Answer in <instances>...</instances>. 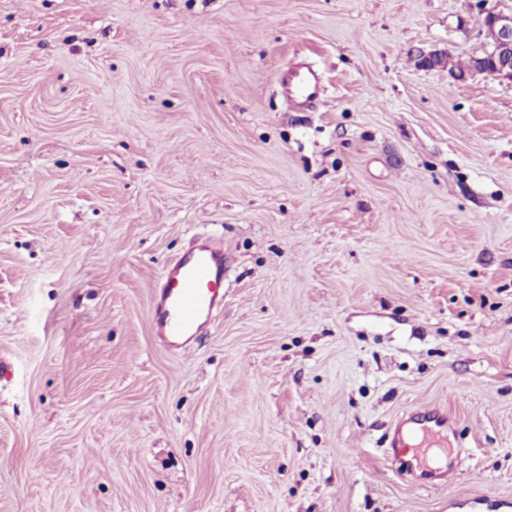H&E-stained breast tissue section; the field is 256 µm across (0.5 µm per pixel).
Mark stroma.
Here are the masks:
<instances>
[{
	"mask_svg": "<svg viewBox=\"0 0 512 512\" xmlns=\"http://www.w3.org/2000/svg\"><path fill=\"white\" fill-rule=\"evenodd\" d=\"M500 12L0 0V512H512V82L466 68ZM195 237L224 303L181 353L150 304ZM435 406L450 481L397 474ZM280 87L297 105L313 104L320 97V76L311 67L290 68L282 77ZM451 423L450 416L437 409L411 411L405 422L395 431L391 445L402 448L400 451H404L405 454L411 453L416 467L421 473L427 474V463L422 461L427 460L428 452L432 448L448 452L447 444L441 441L448 439V435L452 433ZM418 440L420 443L416 444ZM427 441L431 443L425 444Z\"/></svg>",
	"mask_w": 512,
	"mask_h": 512,
	"instance_id": "obj_1",
	"label": "stroma"
}]
</instances>
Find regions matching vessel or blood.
<instances>
[{"label": "vessel or blood", "mask_w": 512, "mask_h": 512, "mask_svg": "<svg viewBox=\"0 0 512 512\" xmlns=\"http://www.w3.org/2000/svg\"><path fill=\"white\" fill-rule=\"evenodd\" d=\"M280 87L297 105H309L320 97V76L307 66L292 68L282 77ZM223 301L224 249L208 240L197 241L164 268L151 305V321L165 346L181 348ZM451 431L447 413L414 410L395 431L392 445L410 453L422 470L429 448L440 447Z\"/></svg>", "instance_id": "obj_1"}]
</instances>
